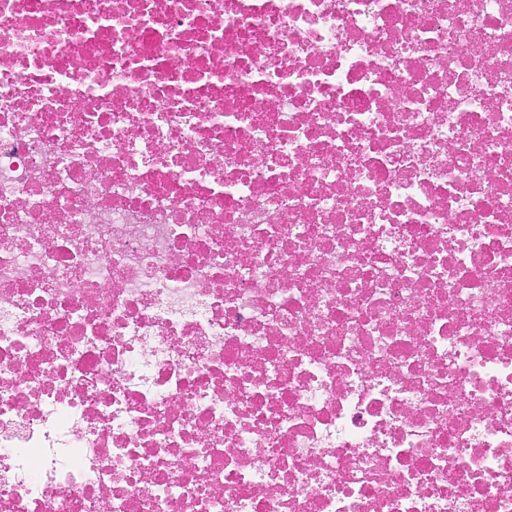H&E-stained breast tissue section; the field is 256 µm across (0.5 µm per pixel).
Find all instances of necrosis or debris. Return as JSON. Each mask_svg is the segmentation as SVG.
Listing matches in <instances>:
<instances>
[{
  "label": "necrosis or debris",
  "instance_id": "4bbe7bcc",
  "mask_svg": "<svg viewBox=\"0 0 512 512\" xmlns=\"http://www.w3.org/2000/svg\"><path fill=\"white\" fill-rule=\"evenodd\" d=\"M0 512H512V0H0Z\"/></svg>",
  "mask_w": 512,
  "mask_h": 512
}]
</instances>
